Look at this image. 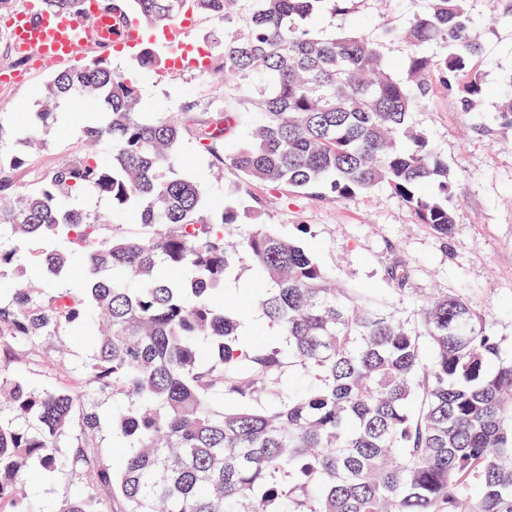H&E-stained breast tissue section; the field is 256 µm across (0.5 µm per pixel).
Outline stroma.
I'll list each match as a JSON object with an SVG mask.
<instances>
[{
	"label": "stroma",
	"mask_w": 512,
	"mask_h": 512,
	"mask_svg": "<svg viewBox=\"0 0 512 512\" xmlns=\"http://www.w3.org/2000/svg\"><path fill=\"white\" fill-rule=\"evenodd\" d=\"M420 7L419 0H358L350 12L317 25L318 34L354 31L374 33L386 22L401 29ZM473 35L482 45L477 62L483 94L478 117L459 110L454 97L440 90L410 115L413 125L430 132L437 150L454 174L448 204L455 216L448 239L437 237L388 190L374 189L349 199H315L306 194L250 186L239 195L240 175L225 169L221 178L210 176L211 160L184 142L179 159L181 172L204 179L213 200L239 196L246 213L241 221L273 226L283 237L302 236L305 245L339 284L365 288L385 299L401 313L414 319L422 300L440 294L464 295L473 308L493 323L494 335L502 339L503 358L512 359V119L499 110L502 92L512 80V0H468ZM8 13H0V74H9L0 85V139L13 142L17 133L30 129L36 111V92L50 79L54 67H32L14 55L8 37ZM135 50L111 53L113 68L138 84L141 109L145 112L174 113L188 100L204 102L201 120L221 117L218 87L224 77L220 69L202 74L191 68L168 65L144 74L137 68ZM64 124L42 144L29 147L25 164L14 171L16 187L26 189L41 173L83 156L86 147L82 131L94 114L91 108L63 105ZM310 227L300 235L299 225ZM410 263V277L404 295L391 292L386 270L397 260ZM223 300L249 319L248 339L256 347H272L273 330L255 319V293L249 271H242ZM94 343L80 328H71L67 349L58 361L47 363L38 351L7 363L5 371L39 387L81 390L89 394L99 417L96 442L105 460L119 463L129 455V444L112 435V410L117 402L111 390L89 380L83 367ZM62 488L54 474L30 466L24 477L22 501L48 512Z\"/></svg>",
	"instance_id": "stroma-1"
}]
</instances>
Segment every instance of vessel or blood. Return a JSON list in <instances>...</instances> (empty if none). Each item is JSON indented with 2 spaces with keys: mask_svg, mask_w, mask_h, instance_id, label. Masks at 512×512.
<instances>
[{
  "mask_svg": "<svg viewBox=\"0 0 512 512\" xmlns=\"http://www.w3.org/2000/svg\"><path fill=\"white\" fill-rule=\"evenodd\" d=\"M11 28L21 58L38 64H63L86 48L132 46L142 39L133 20L122 12L102 9L98 0H90L87 8L76 16L19 13L12 18Z\"/></svg>",
  "mask_w": 512,
  "mask_h": 512,
  "instance_id": "b4317fda",
  "label": "vessel or blood"
}]
</instances>
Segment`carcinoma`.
Listing matches in <instances>:
<instances>
[{
	"mask_svg": "<svg viewBox=\"0 0 512 512\" xmlns=\"http://www.w3.org/2000/svg\"><path fill=\"white\" fill-rule=\"evenodd\" d=\"M356 0H130L154 29L198 13L215 24L211 43L224 90L247 87L254 111L194 122L195 101L176 116L139 111V87L96 57L58 72L40 101L79 99L97 110L83 138L107 152L69 160L40 184L16 191L9 173L25 164L0 142V271L23 270L29 243L42 274L76 261L83 282L46 293L31 279L0 287V355L48 344L67 330L95 337L90 379L124 401L112 433L132 444L119 470L93 443L99 416L79 391L35 387L0 375V512H20L21 478L36 462L56 473L53 512H512V360L461 295L420 305L416 320L395 316L364 288H337L299 239L267 224H242L234 201L216 219L205 186L176 173L184 141L244 184L291 187L349 199L388 187L442 238L451 234L453 176L427 131L409 113L438 81L463 112L482 85L468 0H424L406 32L415 47L406 79L393 77L380 43L395 36L316 35L312 24ZM81 0H42L49 15L80 13ZM144 72L158 58L136 56ZM34 112L33 132L62 123ZM247 140L225 148L230 123ZM93 191L112 211L68 201ZM124 224L150 229L120 232ZM253 269L257 310L287 350L248 345L244 315L217 304L239 272ZM410 263L387 269L406 292ZM236 401L223 407L224 398ZM72 437L70 453L60 442Z\"/></svg>",
	"mask_w": 512,
	"mask_h": 512,
	"instance_id": "cac0c4a2",
	"label": "carcinoma"
}]
</instances>
